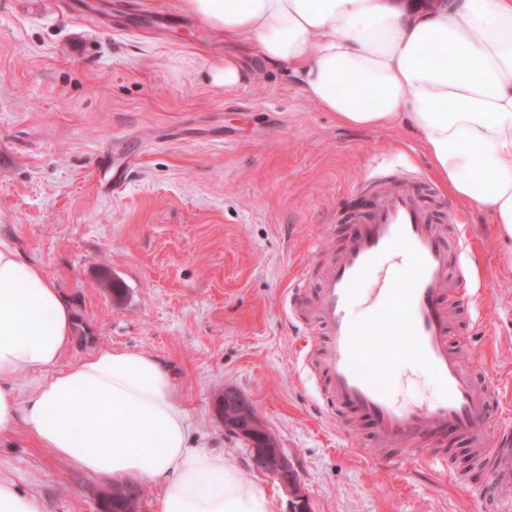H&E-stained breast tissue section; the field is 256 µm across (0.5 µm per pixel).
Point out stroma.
I'll return each instance as SVG.
<instances>
[{"mask_svg": "<svg viewBox=\"0 0 512 512\" xmlns=\"http://www.w3.org/2000/svg\"><path fill=\"white\" fill-rule=\"evenodd\" d=\"M0 0V238L41 265L72 307L62 359L102 347L152 354L176 373L175 401L197 447L224 453L262 487L270 512L291 497L257 471L249 444L214 412L224 387L248 397L296 469L311 512H480L467 489L423 464L397 469L404 445L380 447L370 427L320 398L303 365L321 326L300 335L289 300L308 307L321 273L313 251L338 253L352 226L350 193L369 168L404 176L433 216L458 209L430 176L415 136L337 124L283 74L215 89L194 78L223 42L171 0ZM135 155L115 193L101 176L117 148ZM443 244L478 288L452 304L450 346L478 384L512 395V240L465 211ZM121 288L113 295L104 278ZM396 400L444 389L421 365H394ZM0 472L40 495L48 512H101L111 481L69 468L26 435L0 443Z\"/></svg>", "mask_w": 512, "mask_h": 512, "instance_id": "35a3bbf8", "label": "stroma"}]
</instances>
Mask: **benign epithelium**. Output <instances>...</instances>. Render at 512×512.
<instances>
[{"instance_id":"obj_1","label":"benign epithelium","mask_w":512,"mask_h":512,"mask_svg":"<svg viewBox=\"0 0 512 512\" xmlns=\"http://www.w3.org/2000/svg\"><path fill=\"white\" fill-rule=\"evenodd\" d=\"M214 410L226 433L249 442L256 470L274 478L290 493L294 512H307L308 498L295 468L249 398L233 387H226L216 397Z\"/></svg>"}]
</instances>
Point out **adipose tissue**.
Returning a JSON list of instances; mask_svg holds the SVG:
<instances>
[{
  "instance_id": "adipose-tissue-1",
  "label": "adipose tissue",
  "mask_w": 512,
  "mask_h": 512,
  "mask_svg": "<svg viewBox=\"0 0 512 512\" xmlns=\"http://www.w3.org/2000/svg\"><path fill=\"white\" fill-rule=\"evenodd\" d=\"M214 39L250 47L206 57L229 89L284 71L308 101L356 130L409 129L458 204L512 236V0H177ZM74 315L52 279L0 239V441L24 433L73 469L160 489L157 512H270L223 454L190 445L171 368L101 348L68 366ZM39 374L21 395L14 379Z\"/></svg>"
}]
</instances>
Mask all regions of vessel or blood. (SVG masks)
I'll list each match as a JSON object with an SVG mask.
<instances>
[{"mask_svg":"<svg viewBox=\"0 0 512 512\" xmlns=\"http://www.w3.org/2000/svg\"><path fill=\"white\" fill-rule=\"evenodd\" d=\"M371 185L372 207L354 214L355 228L337 261L328 264L313 314L327 340L315 358L327 403L352 411L391 444L413 443L414 461L467 484L442 443L448 432L476 448L495 447L489 487L467 484L486 512L512 501V416L490 423L494 388L478 392L448 345L450 325L443 297L448 288V252L428 210L403 179ZM379 277L371 290L362 279ZM362 299L370 316L352 321L350 308ZM424 365L445 389L443 399L399 405L383 379L400 361Z\"/></svg>","mask_w":512,"mask_h":512,"instance_id":"obj_1","label":"vessel or blood"}]
</instances>
